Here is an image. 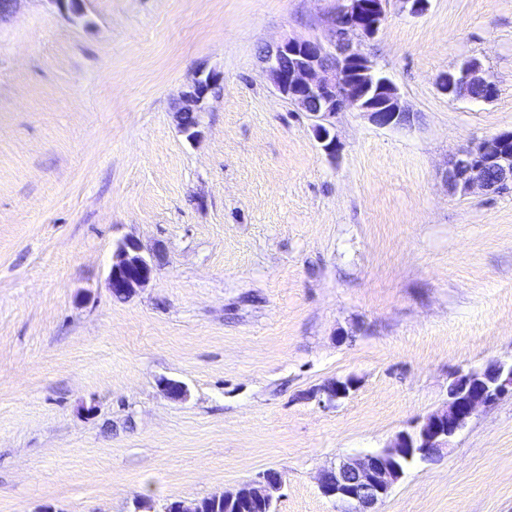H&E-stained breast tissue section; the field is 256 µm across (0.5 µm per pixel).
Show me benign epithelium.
<instances>
[{
	"label": "benign epithelium",
	"instance_id": "1",
	"mask_svg": "<svg viewBox=\"0 0 512 512\" xmlns=\"http://www.w3.org/2000/svg\"><path fill=\"white\" fill-rule=\"evenodd\" d=\"M387 6L388 0H341L332 19L333 38L328 42L289 37L263 50L266 79L283 99L313 121L314 136L331 159L340 151L334 119L341 112H362L381 128L410 122V110L403 104L398 87L353 41L355 36L362 40L378 34ZM217 82L214 73L199 76L183 94L185 106L179 112L178 125L187 139H196L198 133L184 116L202 111L207 93ZM440 89L453 100L487 101L496 95L490 77L476 59L444 74ZM509 142L512 131H504L463 147L448 168L450 190L467 195L476 190L495 194L511 189L512 150L504 148ZM156 272L155 260L143 254L141 244L125 238L113 253L107 285L111 294L129 299L148 285ZM356 384L353 377L345 386L335 383L336 394L325 395V402L337 404L356 389ZM159 387L171 400L187 397V389L179 381L162 379ZM508 395L512 396V360L495 359L480 369L455 371L454 387L442 408L412 430L398 432L383 450L322 470L317 478L320 492L335 501L336 512H379V505L403 477L405 463L439 460L480 408ZM282 484L281 474L269 469L258 479L215 493L211 499L236 502L242 512L258 504L272 512L274 492Z\"/></svg>",
	"mask_w": 512,
	"mask_h": 512
}]
</instances>
